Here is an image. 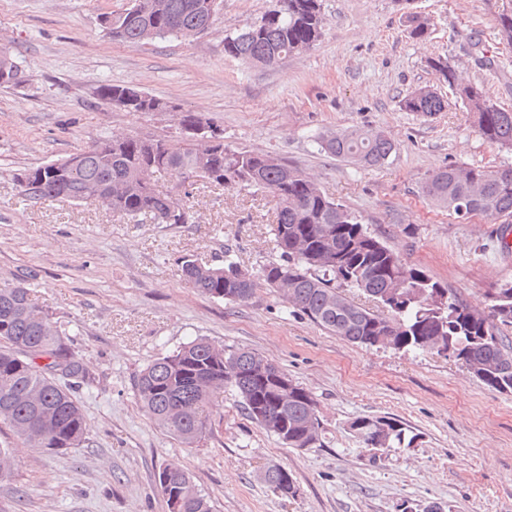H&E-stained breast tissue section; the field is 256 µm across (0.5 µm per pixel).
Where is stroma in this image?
Instances as JSON below:
<instances>
[{
    "label": "stroma",
    "instance_id": "1",
    "mask_svg": "<svg viewBox=\"0 0 512 512\" xmlns=\"http://www.w3.org/2000/svg\"><path fill=\"white\" fill-rule=\"evenodd\" d=\"M275 3L223 0L216 24L196 38L130 44L99 25L101 14L129 0H0V49L23 70L19 84L0 87V282L29 280L100 379L75 392L87 422L83 446L49 454L0 430L17 460L0 479V512H168L155 482L165 466L185 470L213 512H398L405 501L512 512V393L434 353L348 343L271 289L226 303L180 278L186 255L226 258L254 275L278 260L266 193L198 186L187 224H133L90 204L34 205L21 196L20 170L118 134L176 147L178 112H196L223 131L229 148L288 160L409 265L483 305L496 283L512 281V263L497 258L495 220L458 221L432 206L423 186L449 165L512 164V152L479 136L462 106L426 119L400 101L425 86L451 98L428 66L442 56L462 81L512 111V46L498 40V0H320L324 29L311 49L271 67L227 56L225 36ZM411 12L429 19L426 38H411ZM471 39L491 66L477 63ZM104 81L139 87L178 110L114 109L93 94ZM346 129L382 130L395 150L370 168L319 150L322 136ZM196 336L250 349L310 391L324 447L283 445L244 414L230 388L216 400L220 418L193 445L155 425L134 381ZM384 416L413 442L373 458L349 424ZM273 465L288 469L296 496L264 482Z\"/></svg>",
    "mask_w": 512,
    "mask_h": 512
}]
</instances>
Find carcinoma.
I'll use <instances>...</instances> for the list:
<instances>
[{"mask_svg":"<svg viewBox=\"0 0 512 512\" xmlns=\"http://www.w3.org/2000/svg\"><path fill=\"white\" fill-rule=\"evenodd\" d=\"M160 15L136 7L108 13V37L143 44L151 28L155 38H183L212 28L218 7L214 0H164ZM500 39L512 44V0H502L496 16ZM324 26L319 0H276L260 21L224 39L225 54L246 64L271 66L288 55L308 50ZM438 79L448 83L456 101L471 114L479 135L512 151V112L501 108L477 84L457 82L448 59L428 62ZM21 82V70L6 49H0V85ZM128 86L102 83L97 99L119 100ZM400 106L407 112L433 118L449 103L432 91L409 94ZM322 151L363 167L383 164L394 151L381 130H342L320 140ZM81 161L57 173L47 163L25 169L32 181L22 188L24 200L40 203L64 198L120 213L137 224H187L189 197L169 194L142 182L145 173H169L188 181L214 186H256L276 204L273 245L281 261L267 264L255 277L226 260L213 264L184 256L180 276L210 298L248 301L259 287L278 292L297 311L339 338L375 347L388 336L389 349L432 351V339L442 338L437 354L464 366L487 386L512 393V351L503 329L512 327V296L503 285L493 288L482 309L470 306L454 290L433 280L402 257L364 225L344 205L327 197L318 185L286 161L268 154L236 151L220 142L208 150L186 139L173 150L159 139L129 135L105 139L80 149ZM423 193L456 215L512 217V165L497 169L450 166L433 173ZM356 289L385 309L381 315L351 300L345 289ZM53 313L32 299L26 282L0 283V424L18 437L50 452L77 448L86 440V417L73 397L74 387L88 389L99 379L65 342L59 330L47 333ZM281 368L258 353L239 347L217 348L203 338L182 343L149 363L135 382L143 412L159 427L186 444L208 431L213 397L233 388L246 415L290 448L324 446L316 401L300 384L281 402ZM363 447L383 434L377 450L412 444L394 419L357 418L350 423ZM265 483L276 493L295 494L288 471L266 470ZM156 485L165 502L178 498L179 512H212L209 500L181 469L164 468Z\"/></svg>","mask_w":512,"mask_h":512,"instance_id":"obj_1","label":"carcinoma"}]
</instances>
